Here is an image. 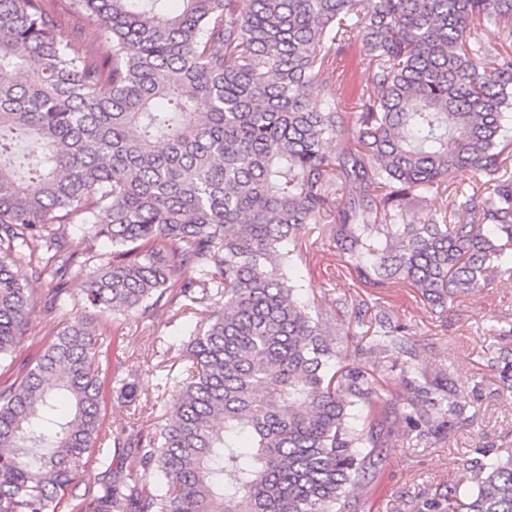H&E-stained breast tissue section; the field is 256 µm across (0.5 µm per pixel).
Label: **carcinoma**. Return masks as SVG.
<instances>
[{
    "instance_id": "obj_1",
    "label": "carcinoma",
    "mask_w": 512,
    "mask_h": 512,
    "mask_svg": "<svg viewBox=\"0 0 512 512\" xmlns=\"http://www.w3.org/2000/svg\"><path fill=\"white\" fill-rule=\"evenodd\" d=\"M237 2L72 0L94 28L65 36L43 0H0V360L30 331L13 267L53 284L45 307L64 322L0 387V512L68 494L71 512H352L396 425L422 435L463 409L465 386L420 364L389 314L342 363L343 302L302 298L291 272L304 231L364 287L406 283L433 309L512 276V0ZM357 44L372 78L351 114L336 72ZM27 136L47 143L41 157L18 152ZM459 169L479 187L456 222L446 206L404 222ZM81 302L204 307L154 431L98 444L104 342L71 316ZM394 380L406 395L389 402ZM93 450L98 481L78 494ZM467 480L448 512H512V452Z\"/></svg>"
}]
</instances>
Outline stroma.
I'll use <instances>...</instances> for the list:
<instances>
[{
    "instance_id": "1",
    "label": "stroma",
    "mask_w": 512,
    "mask_h": 512,
    "mask_svg": "<svg viewBox=\"0 0 512 512\" xmlns=\"http://www.w3.org/2000/svg\"><path fill=\"white\" fill-rule=\"evenodd\" d=\"M293 278L305 296L347 299L343 319H353L362 300L389 313L407 327L422 364L449 371L453 380L465 384L460 415L424 437L390 439L374 477L357 491L355 512H445L449 491H470L463 480L467 468L512 450V280L499 279L438 315L409 285L375 294L361 287L338 266L335 248L326 241L311 245L307 263ZM73 314L96 325L109 351L102 439L111 441L133 422L118 393L123 380L135 384L138 403L151 407L152 422H162L172 398L161 395L160 386L166 376L180 371L178 347L200 321V312L183 308L174 316L161 312L133 319L79 305ZM31 321L38 336L0 361V385L12 382L21 366L35 364L42 336L61 328L39 305Z\"/></svg>"
}]
</instances>
